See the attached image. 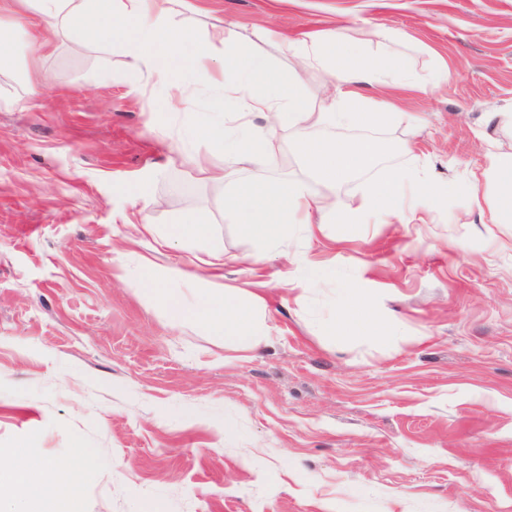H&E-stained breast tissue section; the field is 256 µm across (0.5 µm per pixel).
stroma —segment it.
<instances>
[{"label":"stroma","mask_w":512,"mask_h":512,"mask_svg":"<svg viewBox=\"0 0 512 512\" xmlns=\"http://www.w3.org/2000/svg\"><path fill=\"white\" fill-rule=\"evenodd\" d=\"M199 40L236 23L235 41L281 74L295 67L266 33L294 39L343 25L370 57L404 32L415 74L448 80L400 93V117L275 131L265 165L215 182L223 166L195 131L216 117L195 73L135 95L120 45L65 35L32 62L11 30L0 67V464L28 435L66 466L93 449L79 512H512V223L470 206L486 143L512 153V0H191ZM50 83L26 96L32 67ZM370 137L371 170L337 184L359 200L408 167L450 183L431 216L393 224L289 225L260 257L228 208L263 175L324 187L298 154L307 138ZM166 229L208 214L206 242L134 239L135 198ZM223 248V283H260L270 340L246 350L204 321L171 324L143 294L140 256L158 271ZM296 276L301 285L285 290ZM363 302L376 333L332 336Z\"/></svg>","instance_id":"35a3bbf8"}]
</instances>
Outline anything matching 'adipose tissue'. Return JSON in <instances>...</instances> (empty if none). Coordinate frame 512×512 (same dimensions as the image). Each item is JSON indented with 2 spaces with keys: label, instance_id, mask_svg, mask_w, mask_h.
I'll return each instance as SVG.
<instances>
[{
  "label": "adipose tissue",
  "instance_id": "1",
  "mask_svg": "<svg viewBox=\"0 0 512 512\" xmlns=\"http://www.w3.org/2000/svg\"><path fill=\"white\" fill-rule=\"evenodd\" d=\"M32 8L38 18L31 35L32 55L52 47L60 32L92 36L102 42H122L128 65L142 86L170 81L189 70L205 76L220 88L223 97L242 101L248 111L270 116V126L252 129L243 124L199 128L198 136L223 145L224 161L244 164L274 151L277 126L316 124L329 119L341 126L373 124L397 113L394 102L374 104L364 87L425 90L427 81L410 79V59L396 45L401 34H392V46L378 61H369L364 49L346 42L339 29L321 33L311 41L282 40L283 50L298 66L295 73L275 75L266 58L247 46L216 57L211 45L193 43L182 19L185 0H17ZM324 69L330 72L333 90L320 110H313L298 95L300 72ZM299 154L305 167L326 187L352 174L374 167L381 156L379 142L306 139ZM491 189L473 196L474 205H487L499 224L512 223V157H497L485 174ZM445 200L431 187L430 176L419 169L392 172L375 182L355 207L337 208L333 194L310 192L301 180L273 186L256 177L234 196L232 207L244 233L267 249L281 241L286 224H310L313 214L332 218L337 224H388L401 218L404 205L421 212L435 211ZM187 273L179 267L158 274L148 257L139 259V281L146 293L159 296L172 323L190 319L206 322L215 335L250 349L263 345L269 328L262 315V299H245L239 288H209L187 297L178 286ZM35 438L14 448L8 464L0 466V486H8L10 497L0 500V512H65L67 497L79 496L95 469L92 449L76 447L68 468L38 456Z\"/></svg>",
  "mask_w": 512,
  "mask_h": 512
}]
</instances>
